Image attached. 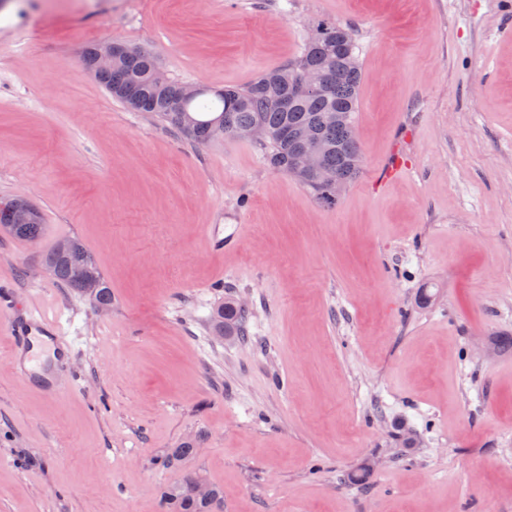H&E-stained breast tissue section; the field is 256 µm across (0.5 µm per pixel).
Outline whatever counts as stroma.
I'll use <instances>...</instances> for the list:
<instances>
[{
	"mask_svg": "<svg viewBox=\"0 0 512 512\" xmlns=\"http://www.w3.org/2000/svg\"><path fill=\"white\" fill-rule=\"evenodd\" d=\"M357 36L358 177L320 204L258 144L191 142L112 99L86 40L208 89ZM0 282L62 326L74 391L0 330V512H163L183 471L224 512H512V8L504 0H0ZM211 224L243 227L212 253ZM75 236L112 307L46 274ZM246 336H219L226 292ZM192 442L183 469L162 449ZM365 472L362 483L348 481ZM15 196L0 199V229L16 239L29 240L32 238H40L43 234V224L41 215L38 222L35 209L27 202L26 196L17 195L12 212L11 220L13 224L8 222V212L10 206L14 203ZM35 223V224H34ZM27 321L24 325L19 324L13 318L7 322V328L12 341L11 360L18 372L27 378L28 382L42 388L50 395H58L63 391H71L75 383L73 380L63 379L57 368L44 369L41 373L37 370L31 372L23 368V353L28 346L27 336L39 324L40 320L30 310H27Z\"/></svg>",
	"mask_w": 512,
	"mask_h": 512,
	"instance_id": "1",
	"label": "stroma"
}]
</instances>
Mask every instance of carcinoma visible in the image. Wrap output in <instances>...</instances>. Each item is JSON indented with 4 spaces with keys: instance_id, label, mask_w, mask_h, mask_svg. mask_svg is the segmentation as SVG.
<instances>
[{
    "instance_id": "carcinoma-1",
    "label": "carcinoma",
    "mask_w": 512,
    "mask_h": 512,
    "mask_svg": "<svg viewBox=\"0 0 512 512\" xmlns=\"http://www.w3.org/2000/svg\"><path fill=\"white\" fill-rule=\"evenodd\" d=\"M100 44L84 50L83 60L110 96L135 112H151L181 129L191 140L204 143L210 139L212 125L224 124V138L233 139L237 130L255 129V141L263 146L264 160L277 172L295 178L320 202L333 205L339 197L336 188L302 175L291 167L292 157L304 149L320 152L325 167L336 172L339 186L349 185L359 174L362 153L355 134L362 72L352 29L341 23L321 22L306 37L300 56L286 64L265 69L244 87H226L213 92L214 99L202 105L197 99L185 103L184 111H174L181 85L155 81L156 57L144 49L137 56L122 52L119 40L112 41V66L101 69L96 63ZM306 62L308 70L297 64ZM322 73L328 79L326 89H302L310 78ZM288 97V107L273 111L268 98ZM15 198L0 199V230L16 239L29 240L43 234L42 222L11 224L8 212ZM67 241L81 252L82 265L76 266L71 255L52 249L44 261L54 268L55 280L88 298L95 307H111L112 291L87 247L76 237ZM242 311L227 299L217 312L218 326L227 331L243 332ZM192 443L161 451L159 460L166 468H177L195 456ZM195 473L166 486L161 492L164 512H223L224 491L211 483L210 496L198 497L192 490Z\"/></svg>"
}]
</instances>
